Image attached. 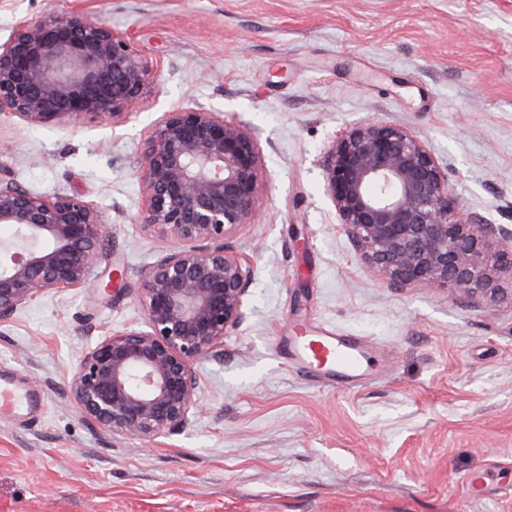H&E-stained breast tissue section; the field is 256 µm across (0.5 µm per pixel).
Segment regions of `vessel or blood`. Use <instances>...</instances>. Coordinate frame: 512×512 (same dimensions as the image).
Instances as JSON below:
<instances>
[{
	"mask_svg": "<svg viewBox=\"0 0 512 512\" xmlns=\"http://www.w3.org/2000/svg\"><path fill=\"white\" fill-rule=\"evenodd\" d=\"M290 351L295 362L312 366L314 377L327 384H359L370 378L372 345L364 338L321 331L298 337ZM31 402L30 393L19 391L11 382H0V407L17 410L29 407Z\"/></svg>",
	"mask_w": 512,
	"mask_h": 512,
	"instance_id": "obj_1",
	"label": "vessel or blood"
}]
</instances>
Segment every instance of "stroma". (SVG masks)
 Segmentation results:
<instances>
[{
  "label": "stroma",
  "mask_w": 512,
  "mask_h": 512,
  "mask_svg": "<svg viewBox=\"0 0 512 512\" xmlns=\"http://www.w3.org/2000/svg\"><path fill=\"white\" fill-rule=\"evenodd\" d=\"M131 36L153 79L123 123L0 114V178L73 191L108 236L91 287L0 322V377L35 398L0 414V512H512V304L394 289L324 194L330 142L364 120L423 137L466 212L512 228V0H0V40L46 11ZM223 113L256 139L261 205L232 245L247 314L195 369L183 430L144 443L83 419L70 369L145 327L141 275L167 245L135 221L143 142L164 113ZM372 340L380 376L316 385L289 337Z\"/></svg>",
  "instance_id": "35a3bbf8"
}]
</instances>
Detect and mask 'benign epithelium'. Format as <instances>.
Masks as SVG:
<instances>
[{
	"label": "benign epithelium",
	"mask_w": 512,
	"mask_h": 512,
	"mask_svg": "<svg viewBox=\"0 0 512 512\" xmlns=\"http://www.w3.org/2000/svg\"><path fill=\"white\" fill-rule=\"evenodd\" d=\"M125 33L78 14L21 18L0 42V112L30 127L88 116L120 122L152 79ZM142 229L170 249L142 277L146 329L115 331L68 378L87 421L152 441L196 406V362L243 321L254 276L230 241L259 203L262 158L244 127L184 109L155 122L138 166ZM324 193L361 260L391 288L494 299L512 281V230L462 213L448 172L404 126L368 120L336 136ZM0 321L40 293L88 287L108 229L83 196L46 197L0 180Z\"/></svg>",
	"instance_id": "1"
}]
</instances>
